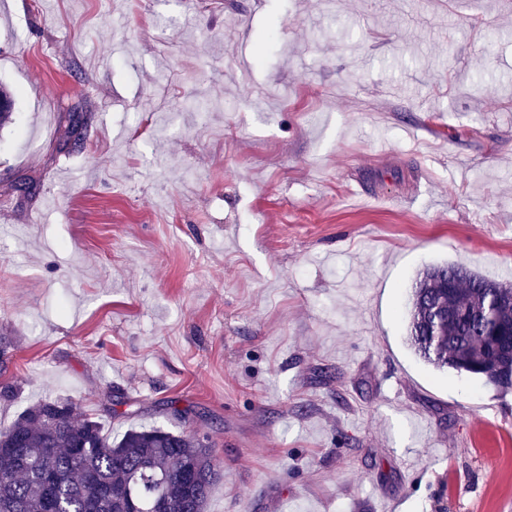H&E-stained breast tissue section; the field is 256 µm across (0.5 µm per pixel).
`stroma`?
<instances>
[{
    "mask_svg": "<svg viewBox=\"0 0 512 512\" xmlns=\"http://www.w3.org/2000/svg\"><path fill=\"white\" fill-rule=\"evenodd\" d=\"M0 86V428L197 432L207 512H512V392L407 316L512 266V0H0Z\"/></svg>",
    "mask_w": 512,
    "mask_h": 512,
    "instance_id": "35a3bbf8",
    "label": "stroma"
}]
</instances>
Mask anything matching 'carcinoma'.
Segmentation results:
<instances>
[{
    "label": "carcinoma",
    "instance_id": "1",
    "mask_svg": "<svg viewBox=\"0 0 512 512\" xmlns=\"http://www.w3.org/2000/svg\"><path fill=\"white\" fill-rule=\"evenodd\" d=\"M0 127L14 114L0 86ZM84 117L65 134L75 150ZM409 340L428 364L512 391V284L459 264L433 266L415 283ZM220 462L197 434L162 427L112 439L75 403L44 400L0 428V512H205Z\"/></svg>",
    "mask_w": 512,
    "mask_h": 512
}]
</instances>
